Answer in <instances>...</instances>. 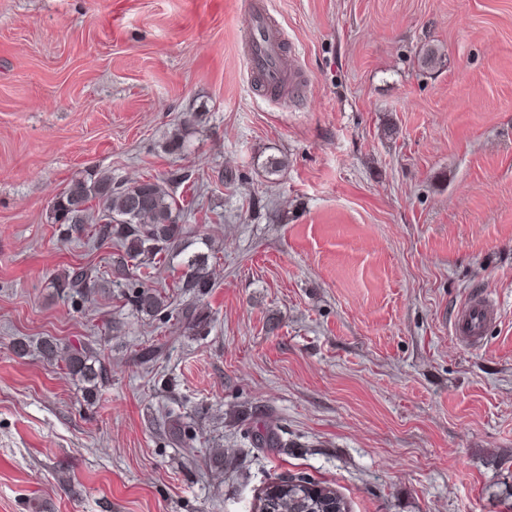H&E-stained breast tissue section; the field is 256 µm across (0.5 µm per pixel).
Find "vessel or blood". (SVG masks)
I'll return each instance as SVG.
<instances>
[{
    "label": "vessel or blood",
    "mask_w": 512,
    "mask_h": 512,
    "mask_svg": "<svg viewBox=\"0 0 512 512\" xmlns=\"http://www.w3.org/2000/svg\"><path fill=\"white\" fill-rule=\"evenodd\" d=\"M246 25L245 56L252 73L259 76L263 84L271 87L296 86L299 73L292 61L286 59L266 10L258 5L253 6ZM493 315L492 307L486 302L472 303L458 315L454 333L467 342L477 343Z\"/></svg>",
    "instance_id": "b4317fda"
}]
</instances>
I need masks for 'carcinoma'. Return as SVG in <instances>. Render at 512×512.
<instances>
[{"mask_svg": "<svg viewBox=\"0 0 512 512\" xmlns=\"http://www.w3.org/2000/svg\"><path fill=\"white\" fill-rule=\"evenodd\" d=\"M180 211L177 200L158 178L116 187L112 185L111 176L97 173L72 181L56 197L52 220L77 232H85L88 226H93L91 237L102 245L114 238L119 240L124 252L115 266L123 270L129 260L148 266L157 257L170 254L187 234L186 227L180 224ZM210 258L211 255L204 252L185 253L179 263L177 287L192 295L195 302L181 309L178 317L184 328L195 335L209 324V316L198 301L215 288ZM98 279L99 276L77 267L58 279L57 287L79 293L95 287ZM133 305L139 311L152 314L169 307L166 296L144 286L135 293ZM39 349L47 359L66 353L72 375L90 384L91 391L108 378L107 368L92 360L85 345L63 347L55 339H45ZM255 441L259 448L283 447L279 435L266 426L256 430ZM329 491L330 488L308 477L291 478L284 482V488L274 500V512H326Z\"/></svg>", "mask_w": 512, "mask_h": 512, "instance_id": "cac0c4a2", "label": "carcinoma"}]
</instances>
